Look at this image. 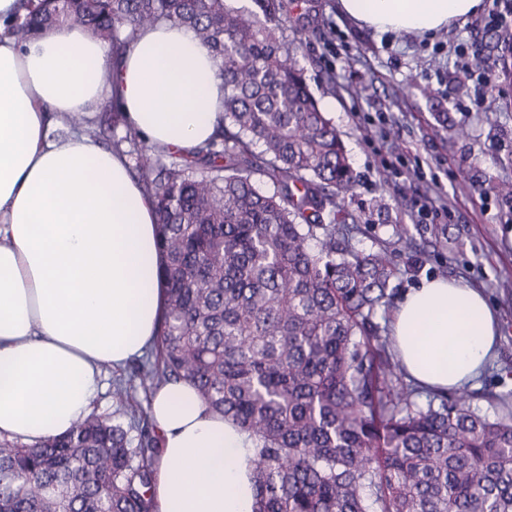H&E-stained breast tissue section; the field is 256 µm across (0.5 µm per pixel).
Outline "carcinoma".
<instances>
[{
  "label": "carcinoma",
  "mask_w": 512,
  "mask_h": 512,
  "mask_svg": "<svg viewBox=\"0 0 512 512\" xmlns=\"http://www.w3.org/2000/svg\"><path fill=\"white\" fill-rule=\"evenodd\" d=\"M258 3L26 0L12 30L25 42L78 22L116 57L138 29L172 23L217 61L216 134L188 153L138 148L167 308L159 357L132 376L146 393L191 382L254 439V512H512V403L493 418L446 394L417 403L375 322L394 252L349 243L344 145L288 40L285 0ZM160 452L142 410L126 425L91 413L38 444L1 439L0 512H153Z\"/></svg>",
  "instance_id": "cac0c4a2"
}]
</instances>
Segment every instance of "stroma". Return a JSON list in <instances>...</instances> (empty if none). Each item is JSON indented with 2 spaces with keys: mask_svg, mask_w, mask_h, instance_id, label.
Returning a JSON list of instances; mask_svg holds the SVG:
<instances>
[{
  "mask_svg": "<svg viewBox=\"0 0 512 512\" xmlns=\"http://www.w3.org/2000/svg\"><path fill=\"white\" fill-rule=\"evenodd\" d=\"M492 8L485 0L483 11L465 23L422 37L358 26L339 11L338 0H304L288 9V36L305 40L300 58L307 82L340 132L356 178V194L344 206L354 221V248L370 252L400 234L413 236L416 253L394 256V297L425 279H455L482 291L499 317L495 358L474 385L455 393L491 417L499 397L512 396V375L503 371L512 363V199L491 193L474 200L468 190L512 182V29L475 37ZM320 15L330 23L331 42L307 36ZM476 40L495 79L493 97L473 110L474 88L456 75L459 48ZM358 112L387 113L390 122L378 133H391L406 154L428 163L448 194L446 242L420 235L411 224L406 204L412 189L384 177L354 120Z\"/></svg>",
  "mask_w": 512,
  "mask_h": 512,
  "instance_id": "obj_1",
  "label": "stroma"
}]
</instances>
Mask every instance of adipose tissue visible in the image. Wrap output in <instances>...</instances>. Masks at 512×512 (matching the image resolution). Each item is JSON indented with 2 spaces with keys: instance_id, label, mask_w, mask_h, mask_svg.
Masks as SVG:
<instances>
[{
  "instance_id": "obj_1",
  "label": "adipose tissue",
  "mask_w": 512,
  "mask_h": 512,
  "mask_svg": "<svg viewBox=\"0 0 512 512\" xmlns=\"http://www.w3.org/2000/svg\"><path fill=\"white\" fill-rule=\"evenodd\" d=\"M380 33L425 35L483 0H338ZM25 7L0 0V439L33 444L86 416L104 367L156 345L166 311L153 197L121 154L50 135L102 99L147 143L183 152L223 115L217 63L186 27L139 29L126 51L71 23L20 43L5 28ZM111 65L112 78L102 69ZM499 319L483 292L444 278L398 300L390 340L423 387L455 391L494 357ZM161 453L154 512H252L253 439L213 414L187 382L150 395Z\"/></svg>"
}]
</instances>
